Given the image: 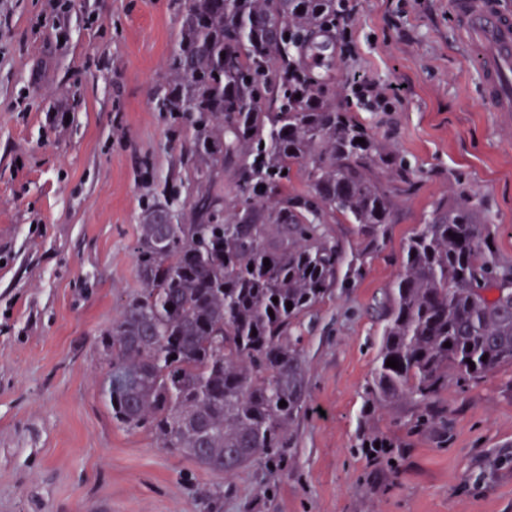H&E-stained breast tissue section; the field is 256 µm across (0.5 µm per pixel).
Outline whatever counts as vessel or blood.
<instances>
[{"label":"vessel or blood","instance_id":"1","mask_svg":"<svg viewBox=\"0 0 512 512\" xmlns=\"http://www.w3.org/2000/svg\"><path fill=\"white\" fill-rule=\"evenodd\" d=\"M448 10L465 46L477 53L487 110L512 112V15L496 0H448Z\"/></svg>","mask_w":512,"mask_h":512}]
</instances>
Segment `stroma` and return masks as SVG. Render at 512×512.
Returning a JSON list of instances; mask_svg holds the SVG:
<instances>
[{
    "label": "stroma",
    "instance_id": "stroma-1",
    "mask_svg": "<svg viewBox=\"0 0 512 512\" xmlns=\"http://www.w3.org/2000/svg\"><path fill=\"white\" fill-rule=\"evenodd\" d=\"M0 0V512H512V366L459 387L440 418L370 403L383 304L408 239L452 192L496 226L512 261V121L485 111L448 0H355L336 93L409 166L361 276L305 324L308 410L291 459L227 477L116 424L99 333L138 290L144 200L183 190L185 133L153 94L181 0ZM399 84L392 111L347 83ZM393 440L370 459L362 428Z\"/></svg>",
    "mask_w": 512,
    "mask_h": 512
}]
</instances>
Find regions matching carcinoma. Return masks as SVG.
I'll return each mask as SVG.
<instances>
[{"instance_id":"carcinoma-1","label":"carcinoma","mask_w":512,"mask_h":512,"mask_svg":"<svg viewBox=\"0 0 512 512\" xmlns=\"http://www.w3.org/2000/svg\"><path fill=\"white\" fill-rule=\"evenodd\" d=\"M336 2L186 0L155 94L157 110L191 140L192 219L164 190L144 202L134 245L143 288L99 336L102 394L122 428L226 476L290 458L307 409L304 321L339 273L360 275L384 244L390 184L407 182L405 161L314 70L336 37ZM225 170L234 175L229 202ZM298 172L301 191L291 189ZM477 212L460 192L409 238L368 400L409 401L428 422L448 372L465 385L512 366V262ZM338 215L363 244L350 255L326 232ZM390 357L399 368L386 366Z\"/></svg>"}]
</instances>
